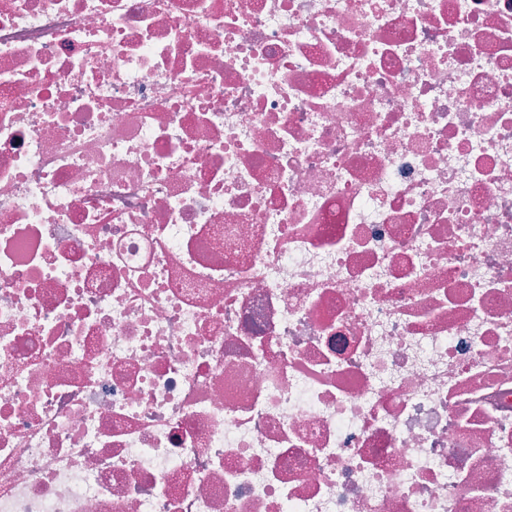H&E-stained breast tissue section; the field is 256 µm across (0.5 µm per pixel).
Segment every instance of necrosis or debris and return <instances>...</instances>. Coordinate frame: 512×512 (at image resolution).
I'll list each match as a JSON object with an SVG mask.
<instances>
[{"mask_svg":"<svg viewBox=\"0 0 512 512\" xmlns=\"http://www.w3.org/2000/svg\"><path fill=\"white\" fill-rule=\"evenodd\" d=\"M0 512H512V0H0Z\"/></svg>","mask_w":512,"mask_h":512,"instance_id":"4bbe7bcc","label":"necrosis or debris"}]
</instances>
